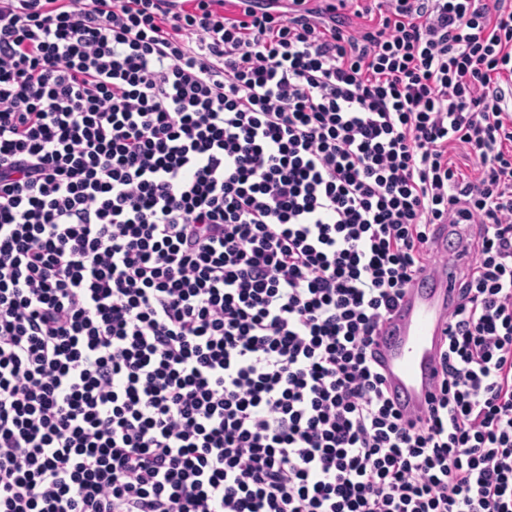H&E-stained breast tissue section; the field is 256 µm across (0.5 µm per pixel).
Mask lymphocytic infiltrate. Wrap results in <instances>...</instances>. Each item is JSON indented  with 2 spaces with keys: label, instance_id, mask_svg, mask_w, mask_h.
Instances as JSON below:
<instances>
[{
  "label": "lymphocytic infiltrate",
  "instance_id": "lymphocytic-infiltrate-1",
  "mask_svg": "<svg viewBox=\"0 0 512 512\" xmlns=\"http://www.w3.org/2000/svg\"><path fill=\"white\" fill-rule=\"evenodd\" d=\"M249 2L0 0V512H512V0ZM462 224L447 227L433 247L447 260L430 261L398 300L373 346L377 368L395 407L428 416L439 369V348L460 275L470 257L460 255Z\"/></svg>",
  "mask_w": 512,
  "mask_h": 512
}]
</instances>
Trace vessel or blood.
<instances>
[{"mask_svg":"<svg viewBox=\"0 0 512 512\" xmlns=\"http://www.w3.org/2000/svg\"><path fill=\"white\" fill-rule=\"evenodd\" d=\"M462 226L447 228L428 262L398 300L375 339L377 368L395 407L411 416H428L436 389L439 348L460 276L470 259L459 252Z\"/></svg>","mask_w":512,"mask_h":512,"instance_id":"obj_1","label":"vessel or blood"}]
</instances>
